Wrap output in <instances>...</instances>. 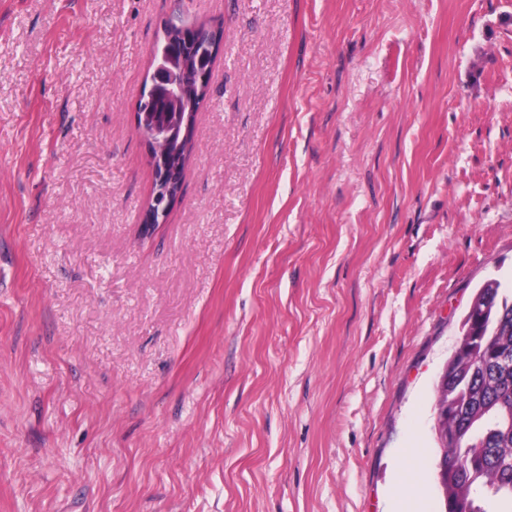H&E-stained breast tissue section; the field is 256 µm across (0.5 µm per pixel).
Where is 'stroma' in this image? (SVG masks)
Wrapping results in <instances>:
<instances>
[{"label":"stroma","instance_id":"stroma-1","mask_svg":"<svg viewBox=\"0 0 512 512\" xmlns=\"http://www.w3.org/2000/svg\"><path fill=\"white\" fill-rule=\"evenodd\" d=\"M175 14L224 44L145 237ZM491 278L512 0H0V512H440L435 386Z\"/></svg>","mask_w":512,"mask_h":512}]
</instances>
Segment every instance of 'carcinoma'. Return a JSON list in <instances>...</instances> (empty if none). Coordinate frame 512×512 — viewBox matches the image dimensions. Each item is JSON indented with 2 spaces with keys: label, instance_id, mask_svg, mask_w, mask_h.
<instances>
[{
  "label": "carcinoma",
  "instance_id": "1",
  "mask_svg": "<svg viewBox=\"0 0 512 512\" xmlns=\"http://www.w3.org/2000/svg\"><path fill=\"white\" fill-rule=\"evenodd\" d=\"M186 46L176 39L156 43L153 65L167 66ZM486 312L475 333L459 342L450 363L463 371L448 382V397L460 399L451 422L456 441L440 449L441 466L453 474L444 512H512V290L481 288Z\"/></svg>",
  "mask_w": 512,
  "mask_h": 512
}]
</instances>
